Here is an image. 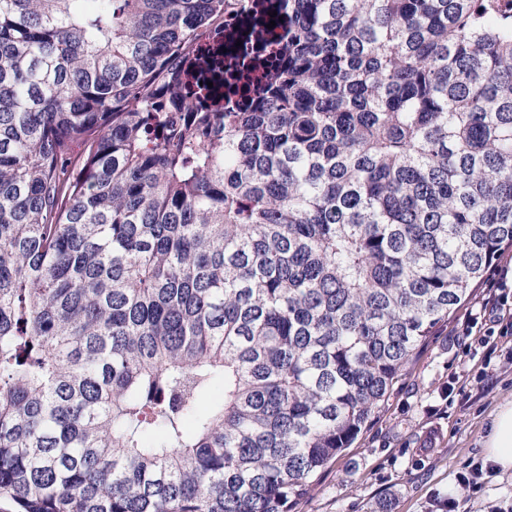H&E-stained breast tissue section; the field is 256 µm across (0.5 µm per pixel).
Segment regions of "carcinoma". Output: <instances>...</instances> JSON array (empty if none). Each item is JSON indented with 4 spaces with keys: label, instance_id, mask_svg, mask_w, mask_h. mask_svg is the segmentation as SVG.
Instances as JSON below:
<instances>
[{
    "label": "carcinoma",
    "instance_id": "cac0c4a2",
    "mask_svg": "<svg viewBox=\"0 0 512 512\" xmlns=\"http://www.w3.org/2000/svg\"><path fill=\"white\" fill-rule=\"evenodd\" d=\"M284 2L0 0L13 512H291L512 247V0ZM250 28V20L247 16L246 10L235 15L229 22L227 29L224 30V35L222 32L211 31L205 32L198 37V43L200 47L205 49L209 47L214 42L223 41L224 40V48L227 49L228 46V37L229 33H236L239 31L248 32Z\"/></svg>",
    "mask_w": 512,
    "mask_h": 512
}]
</instances>
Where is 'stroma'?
Here are the masks:
<instances>
[{"instance_id":"stroma-1","label":"stroma","mask_w":512,"mask_h":512,"mask_svg":"<svg viewBox=\"0 0 512 512\" xmlns=\"http://www.w3.org/2000/svg\"><path fill=\"white\" fill-rule=\"evenodd\" d=\"M512 267L502 250L473 296L442 324L410 364L385 407L351 448L326 469L292 512H370L379 498L392 512H504L512 506V476L486 468L482 442L498 405L512 400V335L497 337L490 358L465 351L471 311L488 302L491 280ZM481 468L478 491L460 487L459 474Z\"/></svg>"}]
</instances>
